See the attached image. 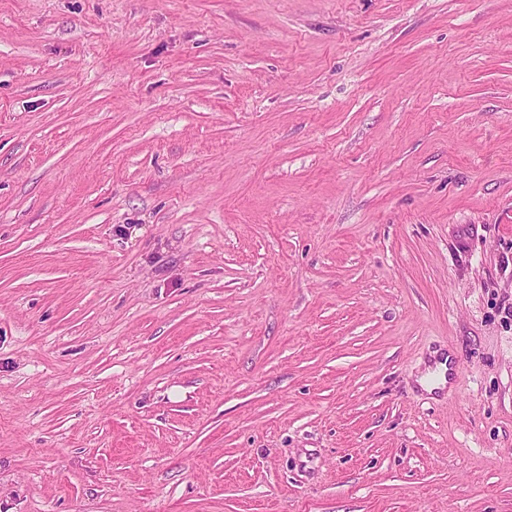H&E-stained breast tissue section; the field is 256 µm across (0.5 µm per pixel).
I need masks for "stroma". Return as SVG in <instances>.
I'll return each mask as SVG.
<instances>
[{
    "mask_svg": "<svg viewBox=\"0 0 512 512\" xmlns=\"http://www.w3.org/2000/svg\"><path fill=\"white\" fill-rule=\"evenodd\" d=\"M511 217L512 0H0V512H512Z\"/></svg>",
    "mask_w": 512,
    "mask_h": 512,
    "instance_id": "1",
    "label": "stroma"
}]
</instances>
